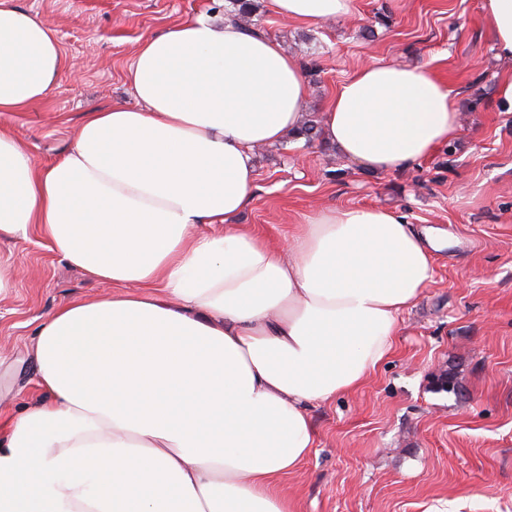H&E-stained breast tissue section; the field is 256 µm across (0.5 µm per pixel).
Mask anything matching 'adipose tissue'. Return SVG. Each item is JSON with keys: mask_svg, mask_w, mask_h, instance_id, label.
I'll use <instances>...</instances> for the list:
<instances>
[{"mask_svg": "<svg viewBox=\"0 0 512 512\" xmlns=\"http://www.w3.org/2000/svg\"><path fill=\"white\" fill-rule=\"evenodd\" d=\"M291 23L352 0H272ZM512 62V0H483ZM55 32L0 0V112L45 100ZM136 103L85 113L40 166L0 130V242L38 236L111 294L48 314L43 397L0 440V512H289L280 479L314 446L309 409L360 386L433 278L428 232L380 206L320 209L284 245L238 224L258 151L303 125L308 83L282 46L201 14L144 39ZM426 65L372 62L320 113L362 170L413 166L456 134Z\"/></svg>", "mask_w": 512, "mask_h": 512, "instance_id": "ef3b65f1", "label": "adipose tissue"}]
</instances>
